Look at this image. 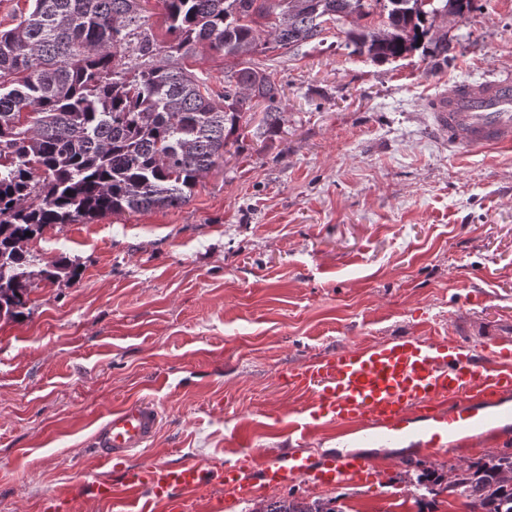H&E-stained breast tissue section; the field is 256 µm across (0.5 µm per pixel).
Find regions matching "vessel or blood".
Wrapping results in <instances>:
<instances>
[{
  "mask_svg": "<svg viewBox=\"0 0 512 512\" xmlns=\"http://www.w3.org/2000/svg\"><path fill=\"white\" fill-rule=\"evenodd\" d=\"M433 126L461 155L512 147V79L455 81L425 104ZM311 393L288 423L296 446L264 460L251 450L214 467L195 463L136 466L132 460L160 426L157 407L138 401L109 411L89 437L99 459L120 472L119 482L96 479L44 498L39 512H76L80 500L111 503L114 512H187L198 498L233 502L304 480L317 487L373 480L376 460L365 454L304 456L311 430L332 423L337 436L392 442L421 435L425 450L449 447L474 455L512 446V336H396L336 351L285 374ZM423 418L422 430L412 423Z\"/></svg>",
  "mask_w": 512,
  "mask_h": 512,
  "instance_id": "b4317fda",
  "label": "vessel or blood"
}]
</instances>
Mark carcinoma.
Instances as JSON below:
<instances>
[{"label":"carcinoma","instance_id":"cac0c4a2","mask_svg":"<svg viewBox=\"0 0 512 512\" xmlns=\"http://www.w3.org/2000/svg\"><path fill=\"white\" fill-rule=\"evenodd\" d=\"M143 0H33L0 30V319L25 315L35 276L74 282L65 259L33 270L28 243L49 225L187 203L202 174L224 158L252 100L263 124L280 122L276 87L258 50L295 52L327 24L353 19L352 53L377 63L422 50L448 61V33L434 18L463 16L474 0H162L166 33L152 31ZM386 19L370 21L373 5ZM206 44L232 61L224 93L180 59ZM471 512H512V452L412 479ZM249 512H345L336 498L272 499Z\"/></svg>","mask_w":512,"mask_h":512}]
</instances>
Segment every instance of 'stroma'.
<instances>
[{"label":"stroma","instance_id":"obj_1","mask_svg":"<svg viewBox=\"0 0 512 512\" xmlns=\"http://www.w3.org/2000/svg\"><path fill=\"white\" fill-rule=\"evenodd\" d=\"M448 61L379 64L347 48L342 21L298 54H256L281 127L252 110L189 203L44 228L36 266L66 258L76 284L33 280L31 310L0 320V512H37L76 480L105 476L86 445L113 406L162 415L138 464L213 466L292 448L306 394L289 370L393 336L512 335V149L455 155L426 99L453 81L512 75V0L440 16ZM183 64L224 90V55ZM385 465L372 484L325 492L346 512H418L416 466L446 452L349 439Z\"/></svg>","mask_w":512,"mask_h":512}]
</instances>
